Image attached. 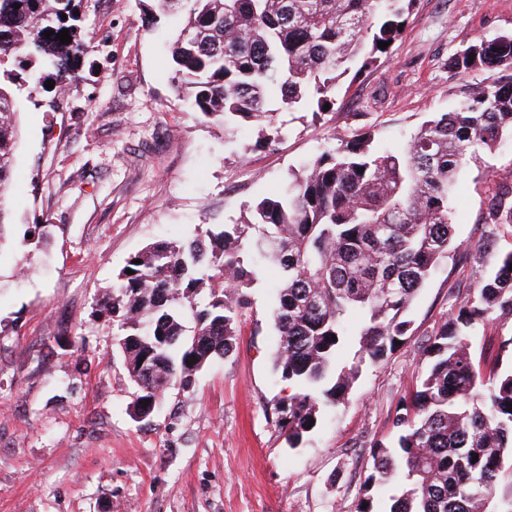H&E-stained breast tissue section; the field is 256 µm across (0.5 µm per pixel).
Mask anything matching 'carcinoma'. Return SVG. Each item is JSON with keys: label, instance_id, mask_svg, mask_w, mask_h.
I'll return each instance as SVG.
<instances>
[{"label": "carcinoma", "instance_id": "cac0c4a2", "mask_svg": "<svg viewBox=\"0 0 512 512\" xmlns=\"http://www.w3.org/2000/svg\"><path fill=\"white\" fill-rule=\"evenodd\" d=\"M414 2L150 0L144 17L183 14L173 83L196 112L229 131H272L279 111L316 117L335 106L339 78L388 53L378 43L402 36ZM77 9L76 0H0V198L18 140L10 86L20 69L65 85L67 66L84 53ZM63 29L71 42L56 39ZM448 67H481L489 77L400 144L379 147L368 130L323 150L278 194L257 200L244 223L189 244L153 242L127 258L100 315L119 331L134 419L154 414L159 391L232 356L254 257L282 269L270 310L279 337L273 371L291 392L273 415L288 447H300L310 421L345 401L365 363L397 348L417 292L457 249L451 200L461 166L512 134V35L471 43ZM492 181L483 223L512 227V175ZM201 294L189 332L185 314ZM498 308L512 311V250L423 349L427 370L393 418L394 450L374 444L367 507L358 512H512V369L484 374L470 343ZM352 311L362 315L354 331Z\"/></svg>", "mask_w": 512, "mask_h": 512}]
</instances>
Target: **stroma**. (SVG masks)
<instances>
[{"label": "stroma", "mask_w": 512, "mask_h": 512, "mask_svg": "<svg viewBox=\"0 0 512 512\" xmlns=\"http://www.w3.org/2000/svg\"><path fill=\"white\" fill-rule=\"evenodd\" d=\"M143 0H81L85 52L65 89L18 96L19 142L0 242V512H357L373 443L391 442L403 396L438 327L512 250V228L482 222L492 174L512 172V135L469 158L452 203L459 245L419 290L403 344L363 365L345 404L289 448L267 404L288 395L272 372L269 320L278 270L260 264L236 349L169 389L159 411L129 414L135 387L97 313L129 255L237 224L337 140L372 131L396 144L451 109L481 70L449 57L512 33V0H416L401 38L333 111L285 112L279 137L225 131L171 82L179 17L142 21ZM496 248L478 252L487 236ZM489 365L512 367V313L471 334Z\"/></svg>", "instance_id": "obj_1"}]
</instances>
